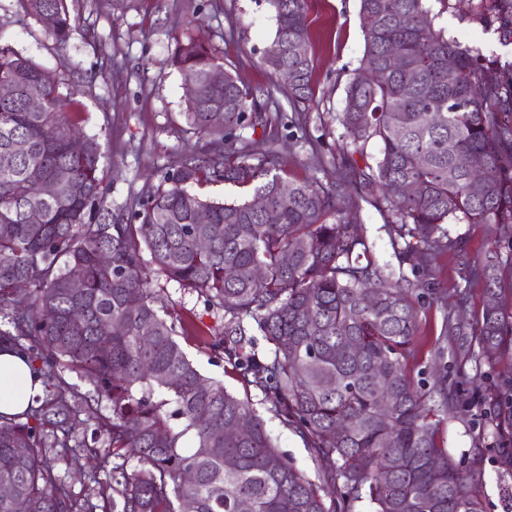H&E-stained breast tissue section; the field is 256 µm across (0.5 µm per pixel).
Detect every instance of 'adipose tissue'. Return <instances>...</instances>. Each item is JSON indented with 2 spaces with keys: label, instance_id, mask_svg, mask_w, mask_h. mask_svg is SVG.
<instances>
[{
  "label": "adipose tissue",
  "instance_id": "adipose-tissue-1",
  "mask_svg": "<svg viewBox=\"0 0 512 512\" xmlns=\"http://www.w3.org/2000/svg\"><path fill=\"white\" fill-rule=\"evenodd\" d=\"M43 391V382L23 358L11 351L0 352V414L14 417L25 413Z\"/></svg>",
  "mask_w": 512,
  "mask_h": 512
}]
</instances>
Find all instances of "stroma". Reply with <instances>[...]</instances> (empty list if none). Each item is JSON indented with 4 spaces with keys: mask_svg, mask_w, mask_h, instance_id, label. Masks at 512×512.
<instances>
[{
    "mask_svg": "<svg viewBox=\"0 0 512 512\" xmlns=\"http://www.w3.org/2000/svg\"><path fill=\"white\" fill-rule=\"evenodd\" d=\"M427 4L437 15L436 26L455 36L461 47L479 48L489 61L512 59V42L495 25L483 28L469 22L468 0H450L446 7L440 0ZM67 6L72 31L66 44H58L34 18L25 16L18 0H0V36L74 88L72 118L103 147L113 208L128 207L148 188L163 184L185 149H205L185 121L184 78L170 62L177 45L190 36L223 57L244 85L269 92L267 127H243L242 143L256 154L274 150L291 180L335 186L343 153L352 147L337 116L364 50L359 0H308L314 96L299 105L289 100L263 63L276 28L268 0H67ZM344 196L357 212L358 232L382 274L402 280L419 299L411 374L429 379L440 347L445 350L440 363L464 369L463 388L472 403L441 415V440L484 500L486 512H512V469L498 455L497 409L481 398L486 388L512 378V359L490 361L481 354L477 334L488 300L485 283L460 274L463 260L482 258L493 248L506 256L512 249L495 247L484 226L449 225L451 236L462 237L464 250L439 254L436 291L431 294L414 263H399V238L387 211L353 190H345ZM152 287L162 315L175 324L176 339L197 369L249 400L288 461L319 482L320 464L302 434L275 414L262 388L246 384L225 362L217 346L224 332L223 312L165 277H154ZM450 316L462 326L463 335L445 336Z\"/></svg>",
    "mask_w": 512,
    "mask_h": 512,
    "instance_id": "stroma-1",
    "label": "stroma"
}]
</instances>
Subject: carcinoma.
I'll use <instances>...</instances> for the list:
<instances>
[{"label": "carcinoma", "instance_id": "cac0c4a2", "mask_svg": "<svg viewBox=\"0 0 512 512\" xmlns=\"http://www.w3.org/2000/svg\"><path fill=\"white\" fill-rule=\"evenodd\" d=\"M18 2L66 43L72 24L65 0ZM268 2L276 19L272 43L294 40L303 55L264 63L280 78L288 72L289 99L305 103L314 69L307 0ZM359 11L371 22L363 23V55L340 122L356 153L378 141L374 164L361 168L344 158L336 191L284 178L275 155L254 156L237 135L267 122L259 90L229 68L223 87L209 84L206 73L223 62L190 37L171 63L199 75L184 116L207 149L182 154L165 184L136 200L129 219L112 213L98 140L88 138L95 149L83 157L69 152V138L82 132L70 119L71 93L61 91L59 76L0 41V81L17 90L0 100V347L17 348L53 382L26 421L0 415V482L13 485L15 498L37 504L33 512H182L186 501L195 512H238L242 502L252 512H336V500L326 503L288 462L249 402L188 359L155 307L153 273L224 311V359L272 395L276 414L319 459L324 481H343L342 502L365 497L374 512H485L437 437L439 414L465 404L461 382L439 372L428 388L411 375L415 304L400 283L361 261L368 248L339 188L351 186L373 206L390 208L397 235L410 238L397 258L403 264L420 253L429 288L437 256L462 251L446 225L479 224L495 243L512 244V61L482 64L480 50L461 48L435 27L426 0H359ZM470 15L512 34V0H470ZM394 51L404 57L401 70L387 65ZM450 58L455 71L446 79ZM369 67L382 71L373 86L361 81ZM492 70L497 81L490 86ZM31 93L45 101L44 111L26 110ZM216 107L224 109L218 121ZM19 140L26 150L15 154ZM476 168L483 170L477 181ZM62 169L70 178L57 195H39L33 176L52 178ZM214 182L249 197L227 202L196 192ZM407 182L417 186L411 196L400 192ZM283 185L290 188L286 198ZM258 196L277 213L276 223L254 209ZM31 209L41 211L42 223H28ZM200 209L210 223H195ZM201 238L209 243L205 250L198 248ZM502 263L495 248L474 265L464 262L463 270L482 277L491 297L480 342L512 357V317L494 301ZM246 319L272 346V359L245 351L253 343ZM106 321L114 325L110 333L102 328ZM350 344L357 346L352 355ZM64 370L93 394L75 391ZM103 401L107 415L98 409ZM240 419L250 422L249 434L228 435ZM497 419L499 457L512 467V409H500ZM77 450L91 471L59 475L56 459ZM105 470L97 500L73 492V484ZM187 471L193 479L183 478Z\"/></svg>", "mask_w": 512, "mask_h": 512}]
</instances>
